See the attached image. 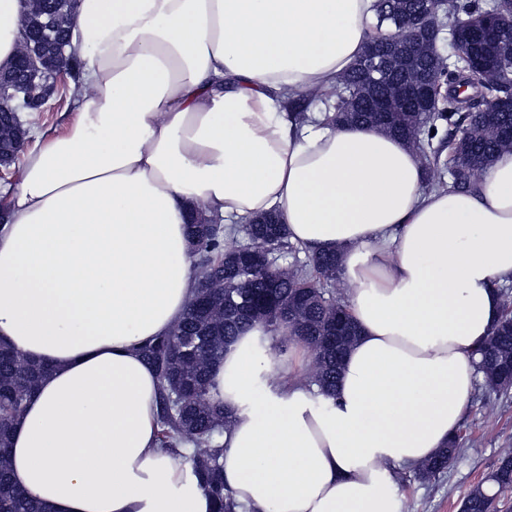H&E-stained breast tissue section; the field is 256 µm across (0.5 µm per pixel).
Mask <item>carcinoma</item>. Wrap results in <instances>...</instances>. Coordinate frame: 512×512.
<instances>
[{"label": "carcinoma", "mask_w": 512, "mask_h": 512, "mask_svg": "<svg viewBox=\"0 0 512 512\" xmlns=\"http://www.w3.org/2000/svg\"><path fill=\"white\" fill-rule=\"evenodd\" d=\"M502 0L459 4L452 0H376V25L371 40L386 42L396 36L407 20L424 14L441 34L448 33L463 12L467 22L480 27L487 15L497 12ZM77 0H27L21 27L43 33L44 67H64L73 73L68 91L80 83L82 63L70 51V34ZM488 66L477 76L480 93L493 97L512 89V38L505 37L482 49ZM436 72L437 101L426 112H370L365 93L366 57L326 88L304 93L307 104L323 106L326 121L338 125H372L412 142L428 174L430 185L471 189L488 165L512 152V112H469L455 91L447 88L448 61L427 60ZM453 127L442 148H432L431 132L437 123ZM15 122L8 105L0 106V143L10 145ZM457 172L452 182L445 175ZM268 223L243 225V231L275 248L288 244L285 225L269 215ZM194 250L204 264L194 298L182 320L167 336L142 348V358L158 383L156 413L157 445L174 457L189 446L188 456L200 485L210 496L213 512H238L241 508L224 484L220 460L224 448L217 436L233 423L232 413L210 397L211 372L224 360L226 350L244 331L255 326L276 340L284 351L290 345L306 349L312 358L309 385L329 394L336 390L344 355L358 335L348 302L336 296L342 283L338 253L323 250L309 254L302 266L279 264L272 270H256L234 247H224V228L219 224H190ZM486 384L506 392L498 368L512 361V310L501 309L491 336L476 348ZM50 371L46 363L30 359L15 349L0 346V503L11 512H48L46 505L26 499L11 483L7 471L11 438L27 401L39 381ZM458 439L434 458L414 468L417 479L427 481L448 468L455 459ZM487 481L492 493L474 488L462 501L461 512H497L500 493L512 489V451L506 450Z\"/></svg>", "instance_id": "cac0c4a2"}]
</instances>
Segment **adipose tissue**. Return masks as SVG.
<instances>
[{
  "mask_svg": "<svg viewBox=\"0 0 512 512\" xmlns=\"http://www.w3.org/2000/svg\"><path fill=\"white\" fill-rule=\"evenodd\" d=\"M23 0H0V68ZM375 0H79L88 91L27 152L0 226V342L51 371L16 426L13 485L49 512H212L190 464L157 447L141 357L196 279L186 219L272 212L290 241L337 250L360 334L334 395L288 381L257 330L213 371L235 420L224 479L246 512H400L394 469L434 457L475 386L472 349L512 280V153L466 192L428 191L412 147L328 126L289 98L364 51Z\"/></svg>",
  "mask_w": 512,
  "mask_h": 512,
  "instance_id": "adipose-tissue-1",
  "label": "adipose tissue"
}]
</instances>
